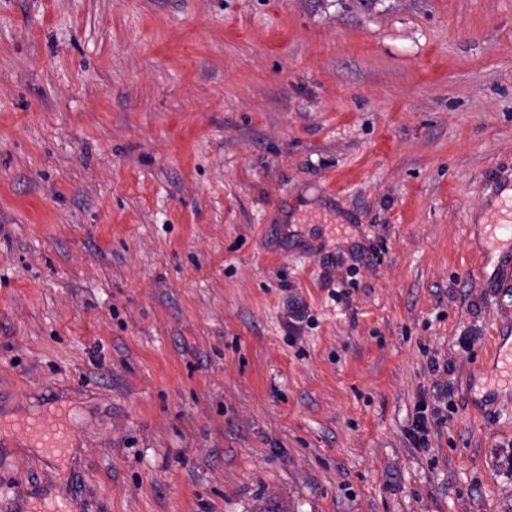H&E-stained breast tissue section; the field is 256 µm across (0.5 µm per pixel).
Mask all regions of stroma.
I'll list each match as a JSON object with an SVG mask.
<instances>
[{"instance_id":"35a3bbf8","label":"stroma","mask_w":512,"mask_h":512,"mask_svg":"<svg viewBox=\"0 0 512 512\" xmlns=\"http://www.w3.org/2000/svg\"><path fill=\"white\" fill-rule=\"evenodd\" d=\"M508 186L512 0H0V512H512ZM506 209L507 213L505 215H501L500 220H496L494 223L490 225V231L486 233V240L489 236L493 237V245L494 248L501 247L502 245H507V248L510 251L512 245V197L509 199L507 204H503L502 206ZM489 378H501L505 381L504 385L495 384L494 389L502 391L510 388L512 390V342L506 344L503 339L499 343L495 352L494 367ZM14 434L16 437L36 441L46 450L57 453L81 440L80 429L63 411L55 413L51 418L20 420L15 423Z\"/></svg>"}]
</instances>
